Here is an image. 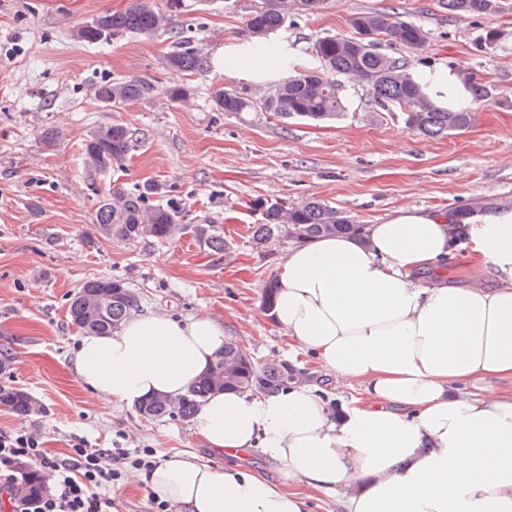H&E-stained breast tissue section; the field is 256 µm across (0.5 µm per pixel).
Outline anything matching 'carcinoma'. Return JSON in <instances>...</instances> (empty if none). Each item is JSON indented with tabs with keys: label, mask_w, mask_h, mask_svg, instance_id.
<instances>
[{
	"label": "carcinoma",
	"mask_w": 512,
	"mask_h": 512,
	"mask_svg": "<svg viewBox=\"0 0 512 512\" xmlns=\"http://www.w3.org/2000/svg\"><path fill=\"white\" fill-rule=\"evenodd\" d=\"M170 12L156 9L151 0H135L123 12H106L78 26L73 36L80 42L97 44L116 35H150L168 29L172 13L181 8V0H168ZM328 0H262L246 19V33L253 48L275 68L288 62L285 48L270 42L271 34L293 18L311 15L326 8ZM448 13L461 17H479L499 10L500 0H442ZM351 35L332 34L317 38L311 55L318 66L300 70L276 84L217 89L213 108L218 112H268L282 122L302 120L327 122L338 120L346 109L343 85L338 74L352 83L368 88L378 110H398L404 124L428 137H445L471 126L475 106L492 98L483 84L470 87L472 105H460L448 95L442 106L427 92L426 85L412 72L404 60L389 56L382 46H402L420 51L430 40L429 32L405 19L396 11H362L347 20ZM368 32L372 38L362 40ZM167 67L181 72L200 74L210 67L207 56L182 40L166 59ZM155 81L146 77H121L103 80L93 87L95 99L110 110H118L135 100H146L157 94ZM133 141L126 125L111 122L94 129L81 144L85 167L93 172L109 169L125 160ZM157 188L151 184L134 191L114 187L100 201L96 211L97 232L117 242L161 243L175 239L184 226L177 222L175 205L153 203ZM261 223L252 226V239L262 244L270 239L287 237L299 242L336 234H360L363 227L352 222L346 212L318 198L298 205L284 201L257 200ZM487 208L482 199L452 212L450 226L458 230L470 222L474 214ZM197 236L215 253L224 251V238L214 236L204 226L196 228ZM139 298L128 282L119 278H100L85 282L68 299L71 322L85 333L110 335L138 310ZM304 382L303 374L288 366L255 363L249 351L229 340L199 380L182 396H150L137 405V412L147 420L188 419L206 398L218 391L275 392L282 387ZM0 406L20 415L37 408L35 398L23 391L0 385ZM46 480L34 469L23 472L20 490L30 498L45 488Z\"/></svg>",
	"instance_id": "cac0c4a2"
}]
</instances>
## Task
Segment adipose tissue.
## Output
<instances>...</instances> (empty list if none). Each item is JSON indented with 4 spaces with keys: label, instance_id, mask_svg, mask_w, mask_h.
I'll return each mask as SVG.
<instances>
[{
    "label": "adipose tissue",
    "instance_id": "obj_1",
    "mask_svg": "<svg viewBox=\"0 0 512 512\" xmlns=\"http://www.w3.org/2000/svg\"><path fill=\"white\" fill-rule=\"evenodd\" d=\"M444 214L395 210L364 237L340 235L288 251L273 314L290 345L312 353L358 400L332 414L316 384L269 393L220 392L195 434L212 450L258 448L308 491L333 492L345 512H512V210L466 229L490 281L448 283L454 256ZM205 313L139 315L110 336L84 335L74 354L101 402L176 396L223 348ZM482 382L480 391L460 386ZM141 480L181 512H309L306 494L189 451Z\"/></svg>",
    "mask_w": 512,
    "mask_h": 512
}]
</instances>
